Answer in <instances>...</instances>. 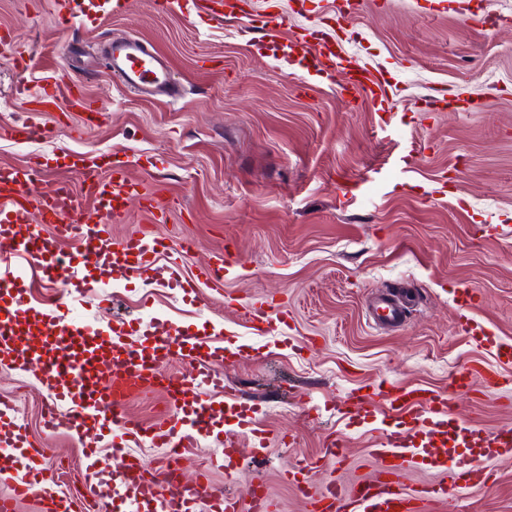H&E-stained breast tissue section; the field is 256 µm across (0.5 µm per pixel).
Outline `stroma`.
<instances>
[{
  "mask_svg": "<svg viewBox=\"0 0 512 512\" xmlns=\"http://www.w3.org/2000/svg\"><path fill=\"white\" fill-rule=\"evenodd\" d=\"M254 0L253 18L217 22L197 0L163 11L155 0H0V167L46 165L47 182L69 183L80 211L95 208L66 156L95 158L109 177L118 156H133L137 194L114 238L144 228L165 245L152 280L119 284L95 259L81 274L97 284L70 303L87 330L107 322L143 341L173 326L227 352L213 366L211 426L178 460L181 482L206 470L215 488L231 486L248 503L265 480L273 512H307L294 478L350 486L375 478L370 451L403 426L381 404L345 412L340 399L378 383L447 389L457 370L481 362L512 376L473 343L468 327L512 341V0ZM287 15L286 26L276 24ZM299 33L333 37L343 55L382 73L392 109L378 114L343 89L311 57H285ZM116 36L151 43L185 88L176 102L123 90L102 61L85 67L79 51L100 53ZM57 76L58 111L31 112L15 86L22 67ZM99 106L67 107L69 93ZM51 131L25 143L10 130L18 114ZM413 159L403 154L411 145ZM356 186L352 198L340 190ZM166 199V220L151 224L146 197ZM228 256L220 288L193 295L169 288L171 269L190 278ZM478 293L459 307L463 292ZM409 291L404 322L382 329L368 317L375 295ZM268 301L282 326L254 328L239 298ZM23 338L0 361V398L12 400L21 428L49 448L45 487L68 512H111L92 490L115 471L109 432L82 438L47 430L52 397ZM237 401L253 422L240 432L225 404ZM454 417L486 431L512 428V385H481L453 396ZM144 428L176 415L162 385L128 397ZM344 445L327 457L329 438ZM237 445L232 472L224 442ZM100 462L90 467L87 453ZM425 512H512V458L499 460L487 487L425 506Z\"/></svg>",
  "mask_w": 512,
  "mask_h": 512,
  "instance_id": "stroma-1",
  "label": "stroma"
}]
</instances>
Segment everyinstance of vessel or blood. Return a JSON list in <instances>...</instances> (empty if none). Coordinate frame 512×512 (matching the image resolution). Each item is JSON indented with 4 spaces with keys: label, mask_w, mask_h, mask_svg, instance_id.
Wrapping results in <instances>:
<instances>
[{
    "label": "vessel or blood",
    "mask_w": 512,
    "mask_h": 512,
    "mask_svg": "<svg viewBox=\"0 0 512 512\" xmlns=\"http://www.w3.org/2000/svg\"><path fill=\"white\" fill-rule=\"evenodd\" d=\"M314 52L325 66L340 71L348 83L362 92L373 109L388 111L390 99L383 76L374 75L357 59L341 56L325 45L315 46ZM102 57L113 76L125 88L136 93L165 100L176 99L180 85L168 71L165 62L146 42L134 37L112 39L104 48ZM18 92L31 99L39 110L55 107L58 98L56 83L42 82L28 70H21ZM79 173L89 181L98 201L107 202L110 218H119L125 203L134 192V185L125 170L113 171L111 177H98L93 167L79 166ZM43 178L38 166L25 169L0 170V237L14 240L15 248L0 253V322L13 324V337L0 336V354L13 351L14 337L22 336L20 320L29 310L31 283L26 268L38 266L44 278L53 279L58 270L81 263L87 256H97L103 264L117 267L126 278H149L159 255V242L149 233L141 232L120 239L102 236L89 218L75 216L76 202L68 185L55 183L43 192L38 206L42 224L55 228L52 237L42 235L39 226L28 222L29 192ZM72 240L77 247L65 252L57 247L58 241ZM411 298L394 300L385 295L374 298L372 315L376 323L389 325L401 321ZM48 335L58 347L57 353L48 355L41 370L46 378L58 380L55 397L65 402V414L48 413L52 428H63L83 434L87 427L120 432L121 436L139 437L142 428L125 411L127 395L151 387L157 380L153 366L149 365L142 345L126 343L121 332L111 326L99 327V334L112 337V377L97 394L86 392L89 378L86 360L77 357L78 349L88 344L82 336L80 322L58 315L56 308L42 312ZM193 359L200 366L197 378L211 386H219L214 378V359L211 349L197 348ZM165 389L178 406L175 419L164 420L154 426L152 442L155 446L173 449L182 454L193 447L199 436L207 433L210 408L197 388L189 386L178 376L165 378ZM387 407L405 415L420 434L419 442L406 440L400 433H392L372 454L381 463L375 480L363 482L353 489L339 484H322L318 490L307 492L308 512H417L415 497L403 486L405 473L421 457L432 459L443 479L427 485L424 501H439L467 488L487 486L491 474L485 463L489 460L512 456V430L484 431L470 427L449 430L448 417L452 413V399L447 392L409 388L388 391L383 395ZM480 448L484 462L467 457L449 460L452 448ZM0 451L26 454L29 466L18 476L12 498L0 500V512H11L13 500L29 497L43 475L46 448L30 440L26 432L0 418ZM161 482L156 474L147 470L137 459H130L114 474L110 497L120 502L138 505L141 512H196L202 499H209L218 512H269L270 503L264 483H257L248 505L228 492L216 491L206 475H199L195 485L175 487L169 494H161Z\"/></svg>",
    "instance_id": "vessel-or-blood-1"
}]
</instances>
